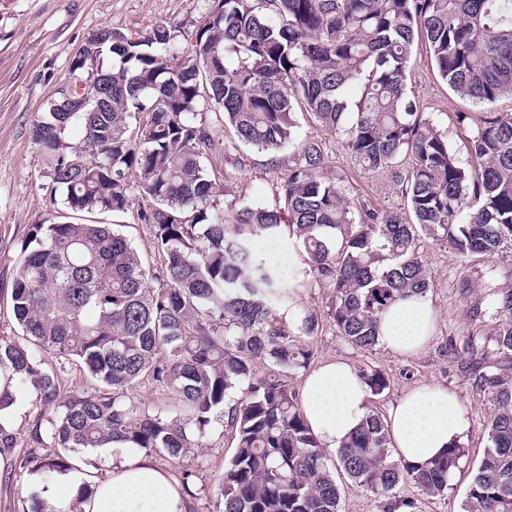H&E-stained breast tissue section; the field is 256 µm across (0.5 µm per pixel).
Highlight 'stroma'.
Segmentation results:
<instances>
[{
    "label": "stroma",
    "instance_id": "stroma-1",
    "mask_svg": "<svg viewBox=\"0 0 512 512\" xmlns=\"http://www.w3.org/2000/svg\"><path fill=\"white\" fill-rule=\"evenodd\" d=\"M210 4L211 0H0V336L19 333L8 301L22 240L32 225L62 220L60 196L46 158L33 140V126L42 119L46 103L56 90L72 80L77 50L103 28L137 37L153 24L162 23L171 28L180 51H187ZM406 86L422 112L446 135L459 160L467 161L465 135L455 115L469 112L477 116L483 113V106L454 92L422 55L408 73ZM203 118L217 145L207 167L224 184L219 206L230 209L250 203L275 207L281 174L270 164L268 155L239 142L233 129L217 119L213 111H206ZM294 118L299 139L320 146L325 174L335 178L352 207L406 212L407 201L390 178L364 172L344 150L340 137L308 112L296 110ZM141 203L137 197L125 214H88L84 220L122 224L123 234L144 261L156 268L160 262L149 228L137 219ZM419 252L430 272L427 298L434 325L418 355L404 357L380 345L361 350L348 344L328 316L333 290L326 283L312 284L297 297L296 305L321 316L317 336L308 340L311 366L339 358L355 368L370 367L387 375L389 389L371 399L380 411H387L416 386H439L458 394L470 424L464 443L468 455L461 461L455 480L449 482L447 495L432 498L412 485L404 486L401 494L416 501L417 512H462L470 472L488 445L491 414L490 402L472 388L465 365L470 359L469 337L489 340L494 324L472 321L471 311L489 279L512 285V244L493 257L464 258L425 238ZM466 279L472 283L468 291L461 288ZM232 453L229 434L217 428L195 456L180 463L165 459L161 465L175 477L183 468L194 470L198 493L191 499V512H208L214 501L211 490Z\"/></svg>",
    "mask_w": 512,
    "mask_h": 512
}]
</instances>
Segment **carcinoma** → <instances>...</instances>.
Segmentation results:
<instances>
[{
	"instance_id": "cac0c4a2",
	"label": "carcinoma",
	"mask_w": 512,
	"mask_h": 512,
	"mask_svg": "<svg viewBox=\"0 0 512 512\" xmlns=\"http://www.w3.org/2000/svg\"><path fill=\"white\" fill-rule=\"evenodd\" d=\"M111 35L88 40L96 51L74 65L88 69V111L45 112L33 140L66 208L119 214L135 193L147 202L137 218L153 235L161 274L108 224L32 226L10 290L21 335L0 340V482L26 472L48 481L74 469L79 453L112 444L183 460L219 425L234 453L216 512H340V476L379 512L415 508L398 495L407 483L444 496L466 448L421 465L396 460L373 406L328 459L288 385V373L310 362L318 313L275 303L309 278L329 283V317L367 350L397 299L426 295L421 237L462 257L493 256L512 242V112L480 116L463 164L405 84L422 42L461 96L492 104L512 95V0H212L186 57L164 24L136 39ZM202 101L239 141L285 168L279 206L218 207ZM296 104L342 135L364 171L398 178L413 220L354 213L319 174L320 147L298 140ZM136 114L145 119L133 129ZM74 123L81 139L68 146ZM285 232L305 254L304 279L284 281L255 248ZM472 315L496 320L499 361L470 369L492 413L461 509L512 512V288L487 283ZM46 354L79 365L93 391L62 394ZM260 363L269 366L262 375ZM360 375L373 396L389 388L377 369ZM145 379L172 407L128 400ZM23 395L37 414L21 434L3 412ZM30 500L17 512H58Z\"/></svg>"
}]
</instances>
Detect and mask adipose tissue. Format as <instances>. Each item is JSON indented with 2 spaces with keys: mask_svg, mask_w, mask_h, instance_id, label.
<instances>
[{
  "mask_svg": "<svg viewBox=\"0 0 512 512\" xmlns=\"http://www.w3.org/2000/svg\"><path fill=\"white\" fill-rule=\"evenodd\" d=\"M433 315L426 298L397 301L384 315L378 340L391 352L411 356L427 341ZM302 409L307 422L327 450L365 418L368 389L349 362L328 360L309 372L301 383ZM397 457L419 465L444 448L462 444L469 421L455 392L417 387L390 406L386 417ZM95 493L83 512H189V498L155 460L133 450L112 461V473L94 482Z\"/></svg>",
  "mask_w": 512,
  "mask_h": 512,
  "instance_id": "1",
  "label": "adipose tissue"
}]
</instances>
